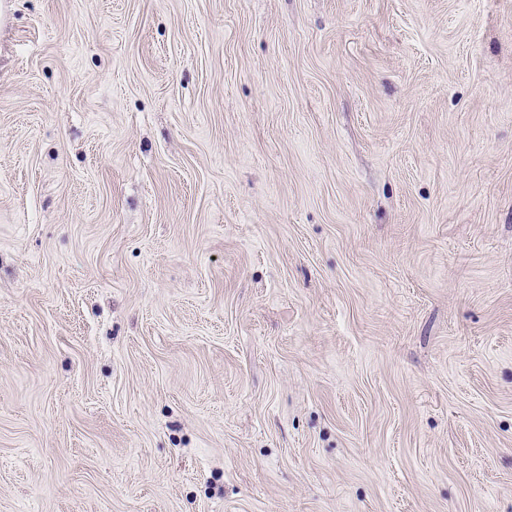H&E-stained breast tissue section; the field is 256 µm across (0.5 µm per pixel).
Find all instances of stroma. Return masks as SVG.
Listing matches in <instances>:
<instances>
[{"mask_svg":"<svg viewBox=\"0 0 512 512\" xmlns=\"http://www.w3.org/2000/svg\"><path fill=\"white\" fill-rule=\"evenodd\" d=\"M0 512H512V0H0Z\"/></svg>","mask_w":512,"mask_h":512,"instance_id":"stroma-1","label":"stroma"}]
</instances>
